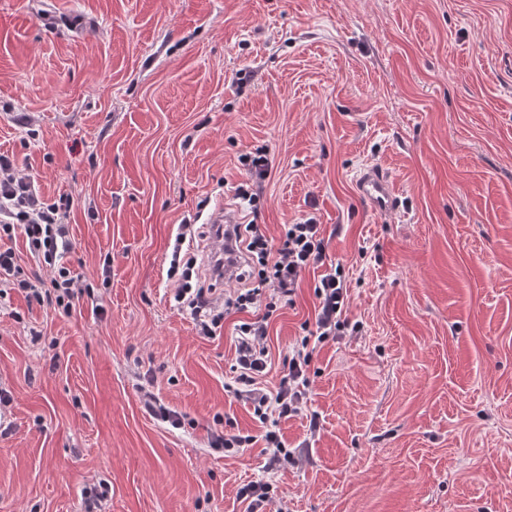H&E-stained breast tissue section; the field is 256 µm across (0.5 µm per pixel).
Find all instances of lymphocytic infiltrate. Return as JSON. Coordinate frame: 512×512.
<instances>
[{
    "mask_svg": "<svg viewBox=\"0 0 512 512\" xmlns=\"http://www.w3.org/2000/svg\"><path fill=\"white\" fill-rule=\"evenodd\" d=\"M63 219L59 206L41 196L35 178L19 175L13 160L0 153V234L8 236L15 228H23L30 251L52 272L48 281L38 276L18 279L15 254L7 249L0 251V286H18L28 298L39 302L44 299V289H51L57 306L67 312L80 286L61 262L72 248ZM213 232L210 224L182 225L172 253L171 267L181 272L173 299L189 310L199 334L207 337L215 335L227 317L238 313L244 316L235 326L231 365L234 381L226 390L249 402L263 432L256 436L229 428L211 434L209 444L232 455L260 448L266 459L265 476L241 487L237 496L246 501V512H261L272 500L273 476L295 460L278 424L306 408L310 367L318 345L344 336L351 326L348 288L342 266L326 265L322 227L310 218L283 225L276 238L268 234L266 225L254 221L225 225L224 240L240 262L230 278L231 288L217 291L214 284L198 278L196 257L181 255L188 234L207 239ZM317 267L322 273L313 287L314 316L303 323V336L290 347L276 390L267 391L263 378L268 366L270 319L279 304L293 303L305 272Z\"/></svg>",
    "mask_w": 512,
    "mask_h": 512,
    "instance_id": "f902f5d3",
    "label": "lymphocytic infiltrate"
}]
</instances>
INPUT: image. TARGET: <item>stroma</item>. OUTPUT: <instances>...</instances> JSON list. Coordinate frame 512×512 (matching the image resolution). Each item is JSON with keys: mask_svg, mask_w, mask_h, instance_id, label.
<instances>
[{"mask_svg": "<svg viewBox=\"0 0 512 512\" xmlns=\"http://www.w3.org/2000/svg\"><path fill=\"white\" fill-rule=\"evenodd\" d=\"M258 149L259 223L322 224L361 324L314 354L319 431L280 424L303 460L270 512H512V0H0V153L64 204L85 286L67 314L0 294V512L102 483L109 512H245L263 455L208 447L261 432L224 389L234 322L199 335L168 270ZM318 276L270 323L267 389ZM355 190L375 213L388 215L397 209L399 189L383 169L370 168L364 171L355 181Z\"/></svg>", "mask_w": 512, "mask_h": 512, "instance_id": "stroma-1", "label": "stroma"}]
</instances>
